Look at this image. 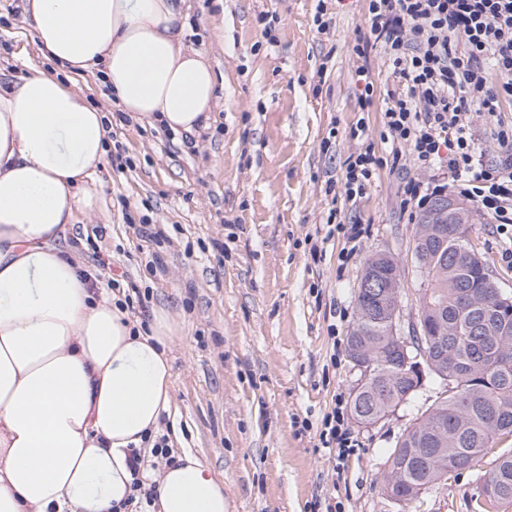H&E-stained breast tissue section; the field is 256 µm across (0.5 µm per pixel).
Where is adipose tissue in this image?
<instances>
[{"label":"adipose tissue","mask_w":512,"mask_h":512,"mask_svg":"<svg viewBox=\"0 0 512 512\" xmlns=\"http://www.w3.org/2000/svg\"><path fill=\"white\" fill-rule=\"evenodd\" d=\"M56 72L0 86V512H112L132 492L129 445L171 405L162 325L148 335L64 241L96 205L105 112L72 80L99 72L121 112L175 133L207 127L217 79L187 46L186 0H22ZM155 479V512H228L186 452Z\"/></svg>","instance_id":"1"}]
</instances>
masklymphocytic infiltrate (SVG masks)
Instances as JSON below:
<instances>
[{"label": "lymphocytic infiltrate", "instance_id": "1", "mask_svg": "<svg viewBox=\"0 0 512 512\" xmlns=\"http://www.w3.org/2000/svg\"><path fill=\"white\" fill-rule=\"evenodd\" d=\"M367 26L369 38L356 53L365 56L370 41L380 42L400 83L388 92L382 115L392 164L448 168L444 183L411 179L402 211H425L450 187L496 223L512 224V125L497 117L500 94L512 96V0H369ZM492 71L504 76L501 89L490 85ZM485 139L498 146L497 159L486 158ZM382 164L369 150L350 157L347 198L363 195ZM150 458L173 463L166 436L153 439L149 454H129L140 510L157 496L139 475Z\"/></svg>", "mask_w": 512, "mask_h": 512}]
</instances>
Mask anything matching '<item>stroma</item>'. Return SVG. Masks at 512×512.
<instances>
[{"instance_id":"obj_1","label":"stroma","mask_w":512,"mask_h":512,"mask_svg":"<svg viewBox=\"0 0 512 512\" xmlns=\"http://www.w3.org/2000/svg\"><path fill=\"white\" fill-rule=\"evenodd\" d=\"M188 46L204 47L218 98L207 128L184 137L146 122H117L111 90L94 73L74 79L112 116L114 137L93 214L67 239L97 287L117 300L136 295L154 328L177 329L168 350L175 416L161 432L174 453L189 451L224 482L228 512H474L484 475L512 436L471 468L454 471L417 500L388 498L382 477L398 437L443 385L426 379L414 401L361 425L345 457L324 447L323 420L350 410L360 373L347 353L355 295L367 259L392 256L402 279V319L418 308L422 275L417 223L400 208L404 180L381 166L365 193L347 199L348 157H385L381 112L394 77L381 44L359 57L368 0H331L332 23L318 30L317 0H189ZM375 84L361 103L356 71ZM51 69L20 0H0V84L29 67ZM365 121V136L351 135ZM341 229L330 232L328 216ZM161 228L151 241L137 225ZM359 225L358 244L347 226ZM470 241L498 288L512 295V232L490 217ZM105 259L96 266L95 257Z\"/></svg>"}]
</instances>
